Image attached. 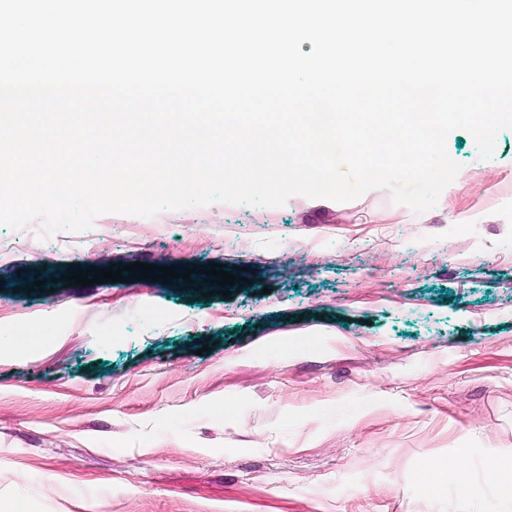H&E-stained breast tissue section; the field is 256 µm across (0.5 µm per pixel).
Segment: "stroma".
Listing matches in <instances>:
<instances>
[{"label": "stroma", "mask_w": 512, "mask_h": 512, "mask_svg": "<svg viewBox=\"0 0 512 512\" xmlns=\"http://www.w3.org/2000/svg\"><path fill=\"white\" fill-rule=\"evenodd\" d=\"M446 148L421 214L376 189L104 213L39 248L0 224V512H512L485 482L512 480V130ZM101 258L245 279L60 283Z\"/></svg>", "instance_id": "obj_1"}]
</instances>
